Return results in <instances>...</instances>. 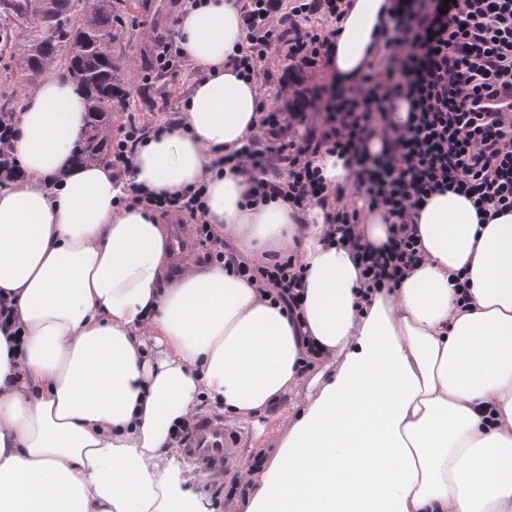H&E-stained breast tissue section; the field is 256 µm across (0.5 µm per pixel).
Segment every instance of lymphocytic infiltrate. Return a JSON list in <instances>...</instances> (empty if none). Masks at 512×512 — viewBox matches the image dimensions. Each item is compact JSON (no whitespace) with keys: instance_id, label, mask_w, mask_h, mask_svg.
I'll return each mask as SVG.
<instances>
[{"instance_id":"lymphocytic-infiltrate-1","label":"lymphocytic infiltrate","mask_w":512,"mask_h":512,"mask_svg":"<svg viewBox=\"0 0 512 512\" xmlns=\"http://www.w3.org/2000/svg\"><path fill=\"white\" fill-rule=\"evenodd\" d=\"M344 0H243L244 37L234 56L244 76L268 84L267 62L282 57L303 73L332 53ZM381 52L350 91L298 86L294 111L263 106L256 134L218 165L247 175L253 200L278 199L298 210L323 208L328 243L348 249L364 294L395 290L424 259L415 221L433 194L470 199L478 215L512 211V0H393ZM405 122H389L393 99ZM379 140L370 154V140ZM336 155L351 169L329 188L316 163ZM132 203L193 224L209 261L232 269L261 294L301 315L305 271L292 260L249 263L228 252L206 224L200 191ZM385 213L386 244L360 232L364 213Z\"/></svg>"}]
</instances>
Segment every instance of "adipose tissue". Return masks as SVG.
Here are the masks:
<instances>
[{"label": "adipose tissue", "instance_id": "adipose-tissue-1", "mask_svg": "<svg viewBox=\"0 0 512 512\" xmlns=\"http://www.w3.org/2000/svg\"><path fill=\"white\" fill-rule=\"evenodd\" d=\"M390 0H345L328 66L354 87ZM241 0H198L176 21L200 72L177 124L151 133L124 174L77 161L86 99L51 69L13 127L19 175L0 189V512H176L158 479L169 429L203 400L247 419L301 377L302 339L331 378L292 417L248 486L244 512H512V212L479 221L453 192L418 219L421 266L394 291L358 293L323 211L248 203L213 167L257 126L261 95L232 64ZM202 189L206 223L246 257L306 271L300 325L219 264L168 278L170 230L130 203ZM469 278L456 304L450 275Z\"/></svg>", "mask_w": 512, "mask_h": 512}]
</instances>
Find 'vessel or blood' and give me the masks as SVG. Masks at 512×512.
Instances as JSON below:
<instances>
[{
    "instance_id": "b4317fda",
    "label": "vessel or blood",
    "mask_w": 512,
    "mask_h": 512,
    "mask_svg": "<svg viewBox=\"0 0 512 512\" xmlns=\"http://www.w3.org/2000/svg\"><path fill=\"white\" fill-rule=\"evenodd\" d=\"M241 438V432L226 425L223 417L200 414L180 443L179 452L193 470L220 485L234 467Z\"/></svg>"
}]
</instances>
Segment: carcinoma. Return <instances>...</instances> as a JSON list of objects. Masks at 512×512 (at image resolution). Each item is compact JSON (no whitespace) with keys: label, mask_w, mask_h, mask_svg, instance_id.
Listing matches in <instances>:
<instances>
[{"label":"carcinoma","mask_w":512,"mask_h":512,"mask_svg":"<svg viewBox=\"0 0 512 512\" xmlns=\"http://www.w3.org/2000/svg\"><path fill=\"white\" fill-rule=\"evenodd\" d=\"M128 13L126 0H0V45L18 49L24 68L60 66L86 93L90 127L83 162L112 161V104H125V69L114 44ZM111 44L101 50V42ZM17 101L0 95V182L17 176L10 132Z\"/></svg>","instance_id":"obj_1"}]
</instances>
